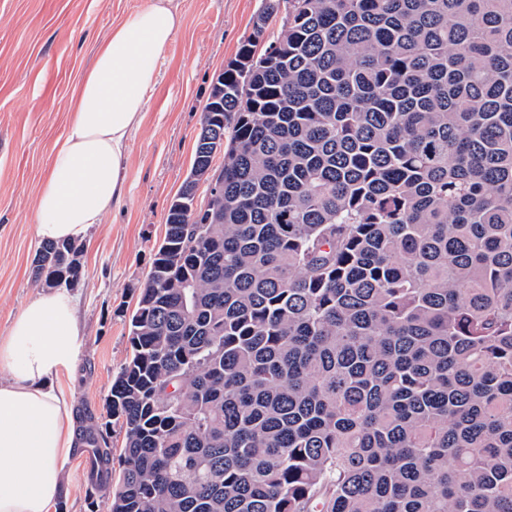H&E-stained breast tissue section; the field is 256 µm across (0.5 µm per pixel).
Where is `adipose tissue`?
I'll use <instances>...</instances> for the list:
<instances>
[{
	"instance_id": "1",
	"label": "adipose tissue",
	"mask_w": 512,
	"mask_h": 512,
	"mask_svg": "<svg viewBox=\"0 0 512 512\" xmlns=\"http://www.w3.org/2000/svg\"><path fill=\"white\" fill-rule=\"evenodd\" d=\"M182 23L177 0H146L98 44L36 198L38 242H88L122 205L129 142ZM82 344L77 300L65 287L37 292L0 339V452L9 456L0 463V512H52L65 492L78 434L56 381Z\"/></svg>"
}]
</instances>
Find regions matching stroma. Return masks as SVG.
<instances>
[{
	"label": "stroma",
	"mask_w": 512,
	"mask_h": 512,
	"mask_svg": "<svg viewBox=\"0 0 512 512\" xmlns=\"http://www.w3.org/2000/svg\"><path fill=\"white\" fill-rule=\"evenodd\" d=\"M183 25L164 51L141 127L128 147L125 199L85 245L76 289L84 345L57 385L77 416L101 418L130 354L129 318L188 178L216 76L252 28L261 0H178ZM145 0H0V336L42 285L34 205L75 86L97 43ZM91 449L70 462L59 512H90Z\"/></svg>",
	"instance_id": "stroma-1"
}]
</instances>
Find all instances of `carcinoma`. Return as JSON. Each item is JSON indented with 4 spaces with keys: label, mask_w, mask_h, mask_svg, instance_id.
<instances>
[{
    "label": "carcinoma",
    "mask_w": 512,
    "mask_h": 512,
    "mask_svg": "<svg viewBox=\"0 0 512 512\" xmlns=\"http://www.w3.org/2000/svg\"><path fill=\"white\" fill-rule=\"evenodd\" d=\"M193 169L224 193L169 206L118 475L83 434L112 512H512V0H263Z\"/></svg>",
    "instance_id": "1"
}]
</instances>
